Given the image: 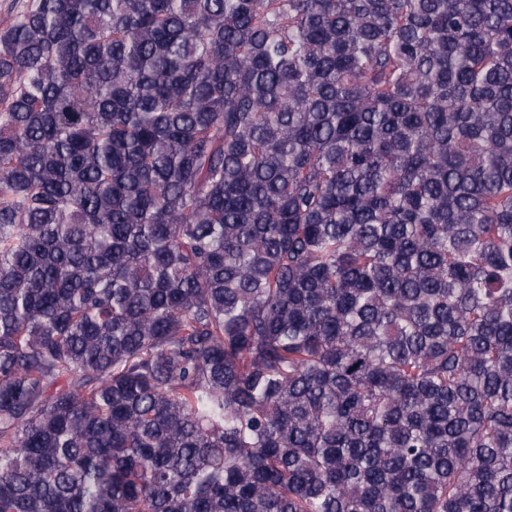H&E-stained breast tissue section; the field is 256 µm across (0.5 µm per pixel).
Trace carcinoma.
Returning a JSON list of instances; mask_svg holds the SVG:
<instances>
[{
  "mask_svg": "<svg viewBox=\"0 0 512 512\" xmlns=\"http://www.w3.org/2000/svg\"><path fill=\"white\" fill-rule=\"evenodd\" d=\"M0 512H512V0L19 11Z\"/></svg>",
  "mask_w": 512,
  "mask_h": 512,
  "instance_id": "1",
  "label": "carcinoma"
}]
</instances>
